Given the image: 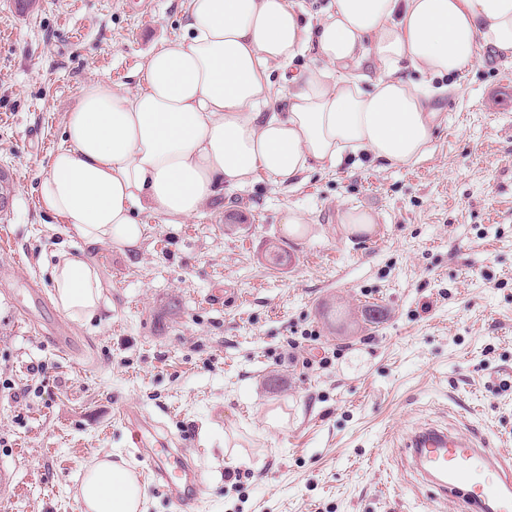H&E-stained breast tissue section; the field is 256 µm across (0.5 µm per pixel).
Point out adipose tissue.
Masks as SVG:
<instances>
[{
    "label": "adipose tissue",
    "mask_w": 512,
    "mask_h": 512,
    "mask_svg": "<svg viewBox=\"0 0 512 512\" xmlns=\"http://www.w3.org/2000/svg\"><path fill=\"white\" fill-rule=\"evenodd\" d=\"M481 50L512 57V0H330L314 25L295 0H188L183 35L150 53L142 88H81L40 207L87 245L131 249L141 213L182 224L262 174L292 188L361 153L415 163L437 114L403 69L450 75ZM307 53L313 64L291 73ZM51 279L64 314H99L96 266L63 253ZM78 499L83 512H146L134 466L108 454L84 471Z\"/></svg>",
    "instance_id": "1"
}]
</instances>
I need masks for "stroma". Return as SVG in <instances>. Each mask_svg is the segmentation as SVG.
Returning a JSON list of instances; mask_svg holds the SVG:
<instances>
[{
	"instance_id": "obj_1",
	"label": "stroma",
	"mask_w": 512,
	"mask_h": 512,
	"mask_svg": "<svg viewBox=\"0 0 512 512\" xmlns=\"http://www.w3.org/2000/svg\"><path fill=\"white\" fill-rule=\"evenodd\" d=\"M187 7L39 0L22 17L0 0V170L16 188L0 214V512H80V476L107 452L135 464L148 512H173L144 447L193 463L196 512H463L405 441L431 423L512 456V97H487L512 59L408 71L439 114L417 164L358 157L292 189L265 178L183 224L142 214L138 249L87 247L36 193L65 115L89 83L136 90ZM354 208L373 233L345 232ZM291 209L312 218L298 237ZM59 253L99 269V318L56 308ZM60 323L74 351L51 343Z\"/></svg>"
}]
</instances>
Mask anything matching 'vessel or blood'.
Returning <instances> with one entry per match:
<instances>
[{"mask_svg": "<svg viewBox=\"0 0 512 512\" xmlns=\"http://www.w3.org/2000/svg\"><path fill=\"white\" fill-rule=\"evenodd\" d=\"M414 468L432 487L459 495L466 512H512V462L481 438L433 425L416 429L406 442ZM157 484L176 512H189L198 491L183 456L151 453Z\"/></svg>", "mask_w": 512, "mask_h": 512, "instance_id": "vessel-or-blood-1", "label": "vessel or blood"}]
</instances>
